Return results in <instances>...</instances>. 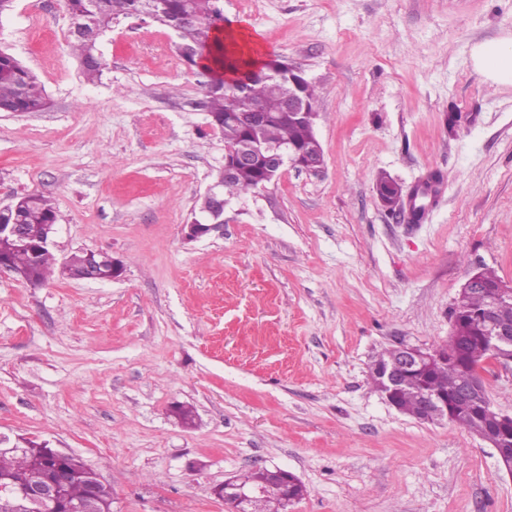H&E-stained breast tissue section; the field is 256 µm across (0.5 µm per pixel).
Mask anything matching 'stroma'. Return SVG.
<instances>
[{
    "instance_id": "1",
    "label": "stroma",
    "mask_w": 512,
    "mask_h": 512,
    "mask_svg": "<svg viewBox=\"0 0 512 512\" xmlns=\"http://www.w3.org/2000/svg\"><path fill=\"white\" fill-rule=\"evenodd\" d=\"M228 23L318 90L325 167H284L184 226L224 168L208 77L146 16L113 21L87 80L64 0H15L0 47L40 78L42 112H0V206L50 198L51 250L106 251L111 281L0 272V434L48 441L112 486V512H233L215 487L278 467L288 512H512V476L462 426L385 403L384 349L447 343L467 277L512 287V86L475 45L512 37V0H223ZM39 16L57 33L38 41ZM444 176L419 221L378 200ZM193 408L183 425L178 407Z\"/></svg>"
}]
</instances>
